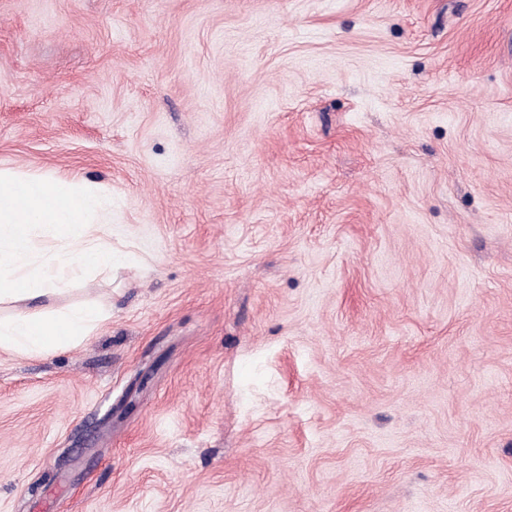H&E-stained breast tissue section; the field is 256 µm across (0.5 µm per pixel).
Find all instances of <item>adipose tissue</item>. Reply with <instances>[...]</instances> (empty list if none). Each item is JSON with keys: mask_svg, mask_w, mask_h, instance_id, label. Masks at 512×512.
<instances>
[{"mask_svg": "<svg viewBox=\"0 0 512 512\" xmlns=\"http://www.w3.org/2000/svg\"><path fill=\"white\" fill-rule=\"evenodd\" d=\"M96 209L95 198L66 189L55 179L0 172V304L18 307L14 315L0 317V348L42 353L83 340L107 318V310L95 305L70 306L54 314L28 309L29 304L68 288L53 275L50 263L36 266L30 261L33 227L42 226L50 235L62 237ZM103 229V224H96L82 245L59 254V261L83 270L111 269L113 254L101 236Z\"/></svg>", "mask_w": 512, "mask_h": 512, "instance_id": "obj_1", "label": "adipose tissue"}]
</instances>
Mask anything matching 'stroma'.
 Wrapping results in <instances>:
<instances>
[{
	"label": "stroma",
	"mask_w": 512,
	"mask_h": 512,
	"mask_svg": "<svg viewBox=\"0 0 512 512\" xmlns=\"http://www.w3.org/2000/svg\"><path fill=\"white\" fill-rule=\"evenodd\" d=\"M1 169L115 269L0 512H512V0H0Z\"/></svg>",
	"instance_id": "stroma-1"
}]
</instances>
